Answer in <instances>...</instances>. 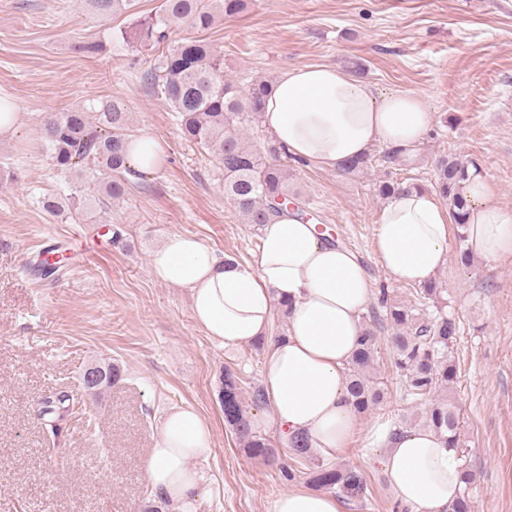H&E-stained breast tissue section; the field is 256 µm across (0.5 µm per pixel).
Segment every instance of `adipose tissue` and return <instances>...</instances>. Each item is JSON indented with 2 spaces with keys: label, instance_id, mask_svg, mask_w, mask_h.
Instances as JSON below:
<instances>
[{
  "label": "adipose tissue",
  "instance_id": "1",
  "mask_svg": "<svg viewBox=\"0 0 512 512\" xmlns=\"http://www.w3.org/2000/svg\"><path fill=\"white\" fill-rule=\"evenodd\" d=\"M433 120L411 91L376 95L339 67L315 64L283 73L271 86L261 121L288 154L330 169L369 154L375 145L412 158ZM469 203L467 245L486 261L512 256V214L487 199L482 176L461 190ZM448 213L426 190L404 189L381 210L376 250L388 277L421 285L448 263ZM151 273L160 283L188 289L196 325L225 346L266 336L278 303L287 305L285 336L272 341L264 368L271 423L284 436L303 433L331 457L358 431L347 390V367L363 333L361 316L373 284L357 256L318 233L315 224L285 212L265 225L252 262L224 257L191 234L167 236ZM383 470L410 512H447L461 489L453 450L433 431H382ZM210 428L191 407L162 416L149 451L147 480L176 512H197L211 477ZM274 512H341L335 495L294 488Z\"/></svg>",
  "mask_w": 512,
  "mask_h": 512
}]
</instances>
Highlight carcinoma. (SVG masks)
Masks as SVG:
<instances>
[{
  "mask_svg": "<svg viewBox=\"0 0 512 512\" xmlns=\"http://www.w3.org/2000/svg\"><path fill=\"white\" fill-rule=\"evenodd\" d=\"M82 5L95 16L108 18L131 10L134 0H82ZM245 5L246 0H162L155 13L133 23L126 39L135 48L150 52L144 82L170 105L184 137L213 157L224 178V195L232 201L243 223L265 224L290 204L305 216V202L289 188L288 168L276 162L284 148L275 143L259 147L248 142V130L260 123L269 82L256 81L243 91L224 80V54L210 43L189 38L169 44L173 31L184 27L207 30L217 16H235ZM128 126V113L111 101L42 117L37 141L54 168L67 174L79 172L88 185L100 184L104 189L102 193L88 189L65 198L49 197L43 201L46 210L58 214L94 207L106 210L108 201L126 193L127 175L132 173L127 158ZM477 173V166L447 155L439 157L434 167L435 192L448 207L451 222L460 229L458 238L462 243L466 241L469 204L460 189ZM405 186L413 187L415 183L389 177L379 182L378 193L386 199ZM65 266L62 256L51 267L39 262L33 270L43 278L56 279ZM380 303L393 330L390 348L406 395L415 403L428 404L417 414L421 426L434 431L455 455L462 454L460 412L455 402L445 397L457 380V319L438 305L434 313L417 314L386 294ZM378 348L375 333L365 329L347 368L348 392L359 413L385 398L371 376ZM241 393L238 372L224 369V421L239 446L250 456L280 466L283 476L294 477V469L275 456L269 441L254 428ZM69 401L68 393L60 391L38 403V416L55 438L69 415ZM288 447L292 461L312 457L310 441L303 435L293 436ZM460 474L463 486L452 512H471L472 475L463 464ZM308 477L319 488L344 492L355 499L363 495V483L357 474L322 461L314 464Z\"/></svg>",
  "mask_w": 512,
  "mask_h": 512,
  "instance_id": "carcinoma-1",
  "label": "carcinoma"
}]
</instances>
